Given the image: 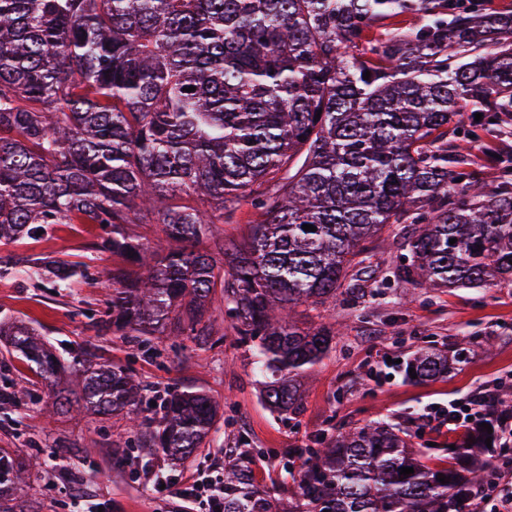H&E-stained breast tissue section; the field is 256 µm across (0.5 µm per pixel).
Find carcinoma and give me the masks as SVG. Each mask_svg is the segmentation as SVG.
<instances>
[{
	"label": "carcinoma",
	"instance_id": "carcinoma-1",
	"mask_svg": "<svg viewBox=\"0 0 512 512\" xmlns=\"http://www.w3.org/2000/svg\"><path fill=\"white\" fill-rule=\"evenodd\" d=\"M403 14L417 23L369 38ZM477 113L480 126L512 119V13L484 0H0V244L106 224L101 247L123 264L104 273L96 331L206 347L218 301L259 357L266 405L295 415L339 332L293 313L338 295L362 303L359 275L385 229L412 226L383 286L512 283V159L489 192L453 154ZM244 200L259 215L247 237L217 236ZM151 216L165 235L154 244L127 230ZM14 270L60 288L91 276L0 257V274ZM0 337L56 412L125 414L150 454L188 457L217 422L207 393L178 388L141 416L132 371L86 349L66 360L22 319H1ZM461 360L420 351L408 367L434 381ZM3 379L8 410L20 396ZM488 438L467 428L434 462L400 428L349 430L311 451L289 512H466ZM251 463L224 466V512H272ZM26 473L0 455V501Z\"/></svg>",
	"mask_w": 512,
	"mask_h": 512
}]
</instances>
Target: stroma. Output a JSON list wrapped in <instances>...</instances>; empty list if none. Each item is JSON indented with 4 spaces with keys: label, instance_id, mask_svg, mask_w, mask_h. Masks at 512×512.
Masks as SVG:
<instances>
[{
    "label": "stroma",
    "instance_id": "1",
    "mask_svg": "<svg viewBox=\"0 0 512 512\" xmlns=\"http://www.w3.org/2000/svg\"><path fill=\"white\" fill-rule=\"evenodd\" d=\"M453 145L472 178L495 189L496 156L512 154V123L474 133L461 129ZM105 235L97 224H59L50 236L0 245V256L47 257L102 271L119 262L100 249ZM106 298L96 279L50 290L34 287L22 274L0 276V318L28 320L67 357L95 344L99 355L136 373L147 395L174 386L205 391L219 404L216 430L183 464H169L163 455L137 448L123 417L54 414L52 395L26 365L14 362L13 383L34 396L21 413H0V448L28 465V484L16 490V504L37 502L38 512H201L195 503L148 496L145 468L158 465L185 478L207 467L222 470L250 452L258 484H287L285 464L301 466L309 449L375 420L407 429L416 447L441 457L449 430L428 417L430 407H446L481 387L512 395V286L421 290L403 282L357 307L339 299L303 310V320L339 322L343 334L335 350L311 369L302 408L288 419L260 401L256 356L223 310L215 312L223 333L216 347L187 340L176 349L162 341L141 350L130 338L96 335L90 317L105 310ZM460 348L465 362L443 380L414 383L397 365L421 350Z\"/></svg>",
    "mask_w": 512,
    "mask_h": 512
}]
</instances>
